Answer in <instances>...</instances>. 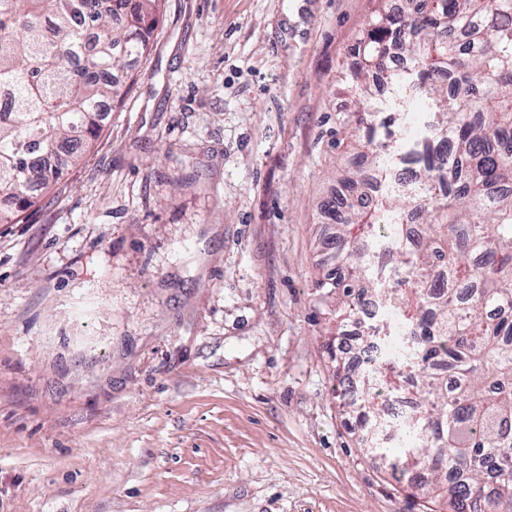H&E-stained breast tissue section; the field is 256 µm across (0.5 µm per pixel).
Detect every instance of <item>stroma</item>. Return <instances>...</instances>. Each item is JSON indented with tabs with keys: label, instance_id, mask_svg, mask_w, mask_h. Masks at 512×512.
I'll use <instances>...</instances> for the list:
<instances>
[{
	"label": "stroma",
	"instance_id": "1",
	"mask_svg": "<svg viewBox=\"0 0 512 512\" xmlns=\"http://www.w3.org/2000/svg\"><path fill=\"white\" fill-rule=\"evenodd\" d=\"M378 0H166L82 164L0 224V512H428L344 424L341 68Z\"/></svg>",
	"mask_w": 512,
	"mask_h": 512
}]
</instances>
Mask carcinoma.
Returning a JSON list of instances; mask_svg holds the SVG:
<instances>
[{
    "mask_svg": "<svg viewBox=\"0 0 512 512\" xmlns=\"http://www.w3.org/2000/svg\"><path fill=\"white\" fill-rule=\"evenodd\" d=\"M166 0H0V224L36 205L103 130L119 75L147 58ZM338 84L336 273L315 280L354 316L369 291L406 331L361 371L351 433L446 512H512V0L380 9ZM391 327H368L380 348ZM352 370L336 354L340 397ZM418 404L394 452L371 436L382 393Z\"/></svg>",
    "mask_w": 512,
    "mask_h": 512,
    "instance_id": "carcinoma-1",
    "label": "carcinoma"
}]
</instances>
